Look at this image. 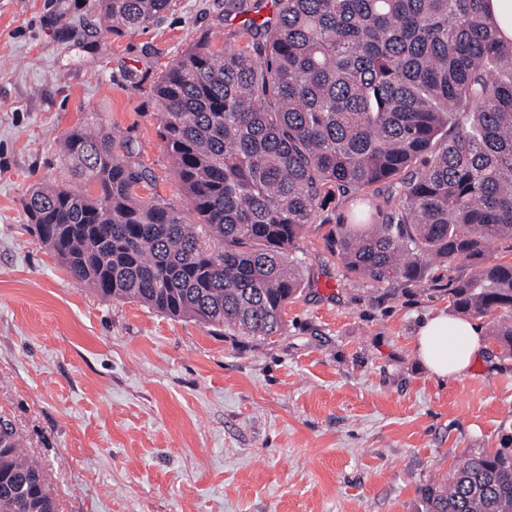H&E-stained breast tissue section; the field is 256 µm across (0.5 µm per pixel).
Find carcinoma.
Wrapping results in <instances>:
<instances>
[{
    "label": "carcinoma",
    "instance_id": "1",
    "mask_svg": "<svg viewBox=\"0 0 512 512\" xmlns=\"http://www.w3.org/2000/svg\"><path fill=\"white\" fill-rule=\"evenodd\" d=\"M172 0H97L105 32L144 30ZM487 0H274L246 44L201 36L158 76L160 136L192 217L101 129L62 136L71 178L37 185L38 242L105 300L193 317L226 336L282 332L296 255L326 204L349 273L413 286L448 266V302L512 359V39ZM392 187L371 198L374 185ZM422 512H512V445L475 450L419 488ZM0 512H57L41 465L0 418Z\"/></svg>",
    "mask_w": 512,
    "mask_h": 512
}]
</instances>
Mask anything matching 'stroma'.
I'll return each instance as SVG.
<instances>
[{"mask_svg": "<svg viewBox=\"0 0 512 512\" xmlns=\"http://www.w3.org/2000/svg\"><path fill=\"white\" fill-rule=\"evenodd\" d=\"M245 26L224 0H172L106 37L92 0H0V415L59 512H420L425 480L512 437V359L494 343L448 381L417 356L447 269L380 289L308 225L305 286L262 340L103 300L38 243L23 199L69 182L57 141L76 126L133 146L152 174L139 196L188 209L153 85L199 36L234 47Z\"/></svg>", "mask_w": 512, "mask_h": 512, "instance_id": "obj_1", "label": "stroma"}]
</instances>
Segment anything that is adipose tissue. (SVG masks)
Returning <instances> with one entry per match:
<instances>
[{
  "label": "adipose tissue",
  "instance_id": "1",
  "mask_svg": "<svg viewBox=\"0 0 512 512\" xmlns=\"http://www.w3.org/2000/svg\"><path fill=\"white\" fill-rule=\"evenodd\" d=\"M416 336L420 359L441 379L466 373L484 351L481 327L444 310L427 315Z\"/></svg>",
  "mask_w": 512,
  "mask_h": 512
}]
</instances>
